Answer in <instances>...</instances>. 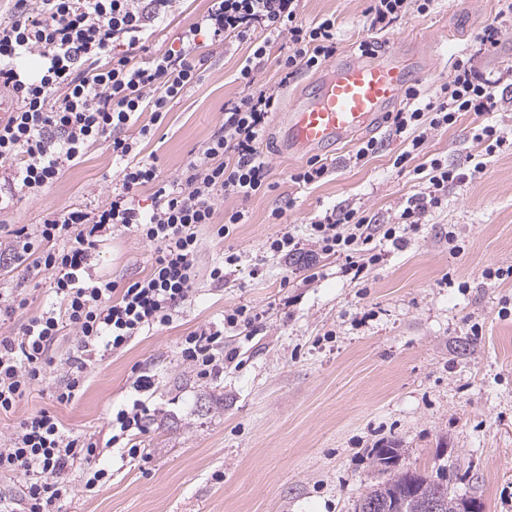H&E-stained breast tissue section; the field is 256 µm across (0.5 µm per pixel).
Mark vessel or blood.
Returning <instances> with one entry per match:
<instances>
[{
    "label": "vessel or blood",
    "mask_w": 512,
    "mask_h": 512,
    "mask_svg": "<svg viewBox=\"0 0 512 512\" xmlns=\"http://www.w3.org/2000/svg\"><path fill=\"white\" fill-rule=\"evenodd\" d=\"M407 58L418 67L427 65L425 51L404 44L372 57L350 56L330 64L312 93L297 100L282 119L289 149L323 151L373 127L402 98Z\"/></svg>",
    "instance_id": "b4317fda"
}]
</instances>
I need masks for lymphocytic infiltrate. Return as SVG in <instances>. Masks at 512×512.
Here are the masks:
<instances>
[{
    "instance_id": "lymphocytic-infiltrate-1",
    "label": "lymphocytic infiltrate",
    "mask_w": 512,
    "mask_h": 512,
    "mask_svg": "<svg viewBox=\"0 0 512 512\" xmlns=\"http://www.w3.org/2000/svg\"><path fill=\"white\" fill-rule=\"evenodd\" d=\"M433 0H370L369 30L389 29L409 10L424 14ZM177 0H14L0 17V91L17 108L0 114V213L23 196H34L52 184L60 171L81 159L89 148L110 141L122 164L119 180L101 205L86 210L64 207L49 212L41 224L13 230L9 257L26 262L29 276L49 279L58 309L28 317L18 333L0 336V414L15 410L31 386L53 362L52 351L64 329L77 343L71 370L55 394L57 403L71 402L83 386V371L97 349L119 351L144 330L170 323L194 292L199 230L211 227L218 237L244 223L245 202L271 191L270 167L261 148L277 110L275 89H256L258 67L271 45L287 37V55L278 58L281 82L301 71H316L335 56L340 42L336 20H299L300 0H211L202 16L183 31L179 48L146 53ZM260 27L262 38L250 36ZM246 40L252 53L237 80L243 97L224 104V123L173 181L160 180L153 161L140 158L138 141L151 138L170 105L196 83L205 59L202 41ZM38 60L37 71L22 59ZM512 82V68L490 78L472 60H457L454 73L436 99L424 101L417 88L404 91V105L388 114L394 134L416 129L413 149H420L430 130L454 125L460 113L494 111L498 90ZM149 123H140L141 113ZM136 136H127L129 128ZM422 191L412 195L395 221L377 225L349 207L316 215L309 236L322 253L345 257L362 273L381 260L371 247L375 234L396 243L417 231L426 215L440 208L449 185L462 182L455 166L432 159L421 167ZM151 188L150 209L137 197ZM235 198L239 208L215 223V202ZM136 233L154 249L147 275L126 286L91 277L86 268L100 242L115 227ZM220 330L205 327L186 336L181 357L197 377L222 374L223 359L214 349ZM150 376L135 381L136 398L119 408L109 422L110 445L129 441L143 431ZM103 450L94 437L75 436L59 418L41 410L24 418L18 430L0 443V477L14 491L0 492V512H51L70 492L69 477L82 469L86 492L93 493L107 476L96 465Z\"/></svg>"
}]
</instances>
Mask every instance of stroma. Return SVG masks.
Returning a JSON list of instances; mask_svg holds the SVG:
<instances>
[{"instance_id":"1","label":"stroma","mask_w":512,"mask_h":512,"mask_svg":"<svg viewBox=\"0 0 512 512\" xmlns=\"http://www.w3.org/2000/svg\"><path fill=\"white\" fill-rule=\"evenodd\" d=\"M369 0H301L300 18L336 20L339 56L359 55L362 41L384 49L421 42L434 68L409 80L434 95L458 59L474 57L484 75L512 66V27H503L494 52L479 50L482 27L505 12V0H436L425 15L409 11L383 32L367 30ZM199 80L174 102L143 156H154L160 179L183 167L224 122V104L241 96L236 76L247 43L203 44ZM491 124L512 133V103L482 116L459 117L431 131L421 151L412 133L390 135L386 124L360 133L379 151L354 162L358 141L321 154L328 176L312 186L291 181L309 160L284 145L278 123L267 130V195L247 203L248 219L225 239L201 228L192 297L172 323L142 332L120 352L101 351L85 372V386L67 405L54 391L76 338L66 333L54 363L15 413L0 415V438L28 414L47 410L79 435L108 437L112 412L131 403L133 382L152 375L154 388L137 443L141 458L104 451L99 465L111 479L85 494L80 474L54 512H354L369 485L383 475L371 451L387 441L400 447L401 467L453 475L452 492L476 499L481 512H512V280L487 282V267L512 265V153L486 155L474 136ZM407 154L404 167L394 164ZM467 173L448 199L427 215L403 244L378 240L382 261L360 278L344 260L323 254L308 235L310 218L348 206L390 221L419 190L413 171L432 159ZM481 173H474L476 162ZM119 173L109 143L90 149L38 196H24L0 219L19 228L63 207L94 208ZM285 206L281 223L272 208ZM299 238L303 255H273L266 242L283 232ZM461 251L448 252L449 237ZM223 283L210 268L226 254ZM153 249L126 229L115 230L91 258L88 272L119 284L143 277ZM453 286H445L444 277ZM0 288H20L28 314L58 307L47 280L28 279L24 267L0 263ZM260 312L255 326L224 332L234 362L220 376L200 379L183 362L180 343L201 326H223L227 311Z\"/></svg>"}]
</instances>
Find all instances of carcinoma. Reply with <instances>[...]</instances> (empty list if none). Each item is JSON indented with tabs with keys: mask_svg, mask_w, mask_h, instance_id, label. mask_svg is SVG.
<instances>
[{
	"mask_svg": "<svg viewBox=\"0 0 512 512\" xmlns=\"http://www.w3.org/2000/svg\"><path fill=\"white\" fill-rule=\"evenodd\" d=\"M373 456L376 465L381 467L382 471L391 473V477L370 487L363 498L367 499L372 496L378 498L386 493L392 498L390 504H402L400 512H425L421 508L420 498H414L406 491L408 482L413 480L416 482V490L421 492V498H437L443 502L442 512H456L457 497L449 491V476H442L444 482L436 483L431 477L421 472L398 470L400 454L399 449L393 443L374 449Z\"/></svg>",
	"mask_w": 512,
	"mask_h": 512,
	"instance_id": "1",
	"label": "carcinoma"
}]
</instances>
